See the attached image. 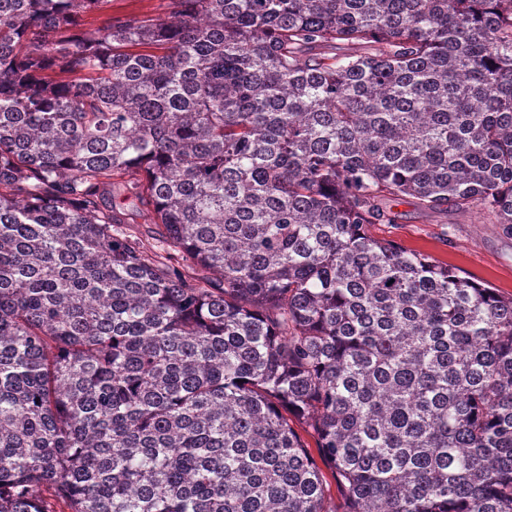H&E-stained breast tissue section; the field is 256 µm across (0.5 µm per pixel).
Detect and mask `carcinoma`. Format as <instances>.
Masks as SVG:
<instances>
[{"mask_svg": "<svg viewBox=\"0 0 512 512\" xmlns=\"http://www.w3.org/2000/svg\"><path fill=\"white\" fill-rule=\"evenodd\" d=\"M103 2L0 0V512H512V296L369 232L512 235V0ZM169 0H107L99 10L84 16L82 32H92L103 27L112 18H131L146 15H164ZM137 222L139 224H125L122 226L128 234L132 235V238H138L146 247L159 248L163 227L158 224H145L142 218H138Z\"/></svg>", "mask_w": 512, "mask_h": 512, "instance_id": "obj_1", "label": "carcinoma"}]
</instances>
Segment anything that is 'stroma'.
<instances>
[{
	"label": "stroma",
	"instance_id": "1",
	"mask_svg": "<svg viewBox=\"0 0 512 512\" xmlns=\"http://www.w3.org/2000/svg\"><path fill=\"white\" fill-rule=\"evenodd\" d=\"M167 11L168 0H105L99 10L85 15L82 29L91 32L113 18ZM393 210L398 214L396 223L372 225L370 232L374 237L464 271L503 296L512 295V236L503 235L483 210L466 214L424 211L408 202L394 205Z\"/></svg>",
	"mask_w": 512,
	"mask_h": 512
}]
</instances>
